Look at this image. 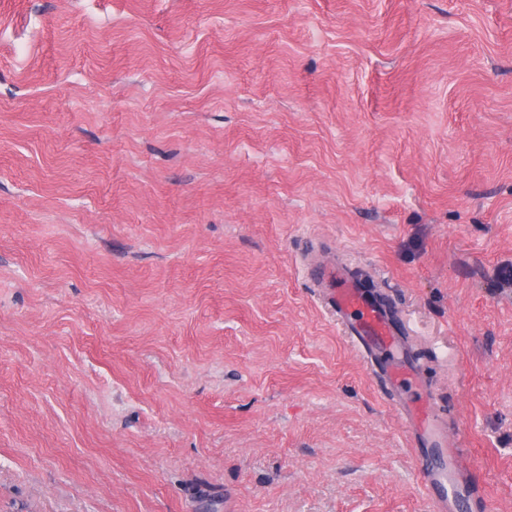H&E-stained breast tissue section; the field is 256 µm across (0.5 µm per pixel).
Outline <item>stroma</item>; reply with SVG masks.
<instances>
[{
    "instance_id": "stroma-1",
    "label": "stroma",
    "mask_w": 512,
    "mask_h": 512,
    "mask_svg": "<svg viewBox=\"0 0 512 512\" xmlns=\"http://www.w3.org/2000/svg\"><path fill=\"white\" fill-rule=\"evenodd\" d=\"M330 254L512 512V0H0V512H429Z\"/></svg>"
}]
</instances>
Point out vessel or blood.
<instances>
[{"instance_id":"b4317fda","label":"vessel or blood","mask_w":512,"mask_h":512,"mask_svg":"<svg viewBox=\"0 0 512 512\" xmlns=\"http://www.w3.org/2000/svg\"><path fill=\"white\" fill-rule=\"evenodd\" d=\"M310 278L343 335L379 379L413 447L420 449L419 475L430 512H456L464 502L472 512H490V503L472 482L462 443L448 431L449 417L436 391L407 355L394 310L383 299L366 297L361 277L342 261L311 267Z\"/></svg>"}]
</instances>
